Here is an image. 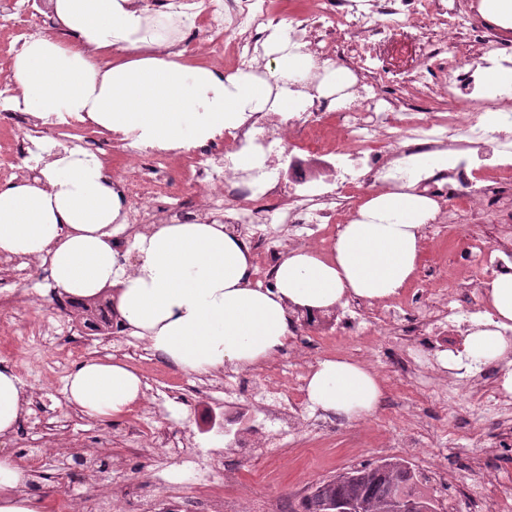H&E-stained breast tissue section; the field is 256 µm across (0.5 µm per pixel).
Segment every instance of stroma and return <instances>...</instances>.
Instances as JSON below:
<instances>
[{
	"mask_svg": "<svg viewBox=\"0 0 512 512\" xmlns=\"http://www.w3.org/2000/svg\"><path fill=\"white\" fill-rule=\"evenodd\" d=\"M33 352H19L10 362L24 389L32 390L28 408L35 422L18 423L9 439L0 442V450L17 457L27 468L37 469L35 495L42 502V512H51L63 493L76 497L92 496L105 484L115 487L135 485L140 499L127 504L124 512H145L143 499L164 486L178 485L186 497L217 492L238 500L241 512H257L265 502H272L275 512H291L299 498L294 489L302 483H316L330 478L347 466L375 462L385 455L384 447L395 428L408 429L426 436V447L408 448L402 453L411 464L426 458L435 460L452 481L486 489V512H496L497 498L492 486L512 478V446L503 442L495 423H508L512 413L497 415L474 410L469 418H459L451 410L435 405L420 379L411 377L409 393H400L392 379H385L382 398L396 419L395 426L382 424L381 415L362 420L365 438L360 446L342 443L336 433L325 436L304 431L300 441L285 437L278 448H238L233 437L224 433V406L208 392L188 390L182 385L187 375L160 363L145 341L124 334L114 335L111 343L92 341L90 354L95 358L113 356L137 370L145 398L131 415L117 420L84 417L66 406L64 387L74 362L54 360L55 349L67 346L66 336L48 339L32 337ZM393 345L382 335L356 336L350 342L348 359L381 370L392 356ZM147 422L153 433L163 438L167 449L151 442H136L129 433L133 419ZM449 428L458 423L485 428L489 449L482 462H475L464 439L433 437L437 420ZM54 437L57 448L43 449L47 437ZM80 455L102 459L99 472L85 467L59 470L58 462ZM196 456L204 470L188 468L184 459Z\"/></svg>",
	"mask_w": 512,
	"mask_h": 512,
	"instance_id": "35a3bbf8",
	"label": "stroma"
}]
</instances>
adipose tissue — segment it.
I'll use <instances>...</instances> for the list:
<instances>
[{
	"label": "adipose tissue",
	"instance_id": "adipose-tissue-1",
	"mask_svg": "<svg viewBox=\"0 0 512 512\" xmlns=\"http://www.w3.org/2000/svg\"><path fill=\"white\" fill-rule=\"evenodd\" d=\"M57 35L25 42L13 77L16 108L44 121L87 119L133 144L185 148L237 127L245 113L277 101L291 112L308 95L282 91L239 74L222 77L187 67L152 31L141 0H51ZM35 176L0 186V255L39 258L49 289L72 301L110 297L120 332L146 341L168 365L209 375L246 370L286 347L296 310L319 313L362 299L396 296L421 259L425 224L439 211L415 181L369 197L344 225L329 253L288 252L274 285L253 282L251 250L226 226L154 224L134 235L128 252L113 239L126 198L102 162L49 142ZM489 312L464 339L463 356L441 354L448 371L464 360L512 357V271L486 290ZM69 406L87 417L118 419L144 397L141 376L113 357L79 363L65 385ZM383 396L377 374L347 358L319 359L307 378L311 409L358 421ZM20 379L0 363V440L12 436L27 406ZM29 471L0 453V512H41L25 494Z\"/></svg>",
	"mask_w": 512,
	"mask_h": 512
}]
</instances>
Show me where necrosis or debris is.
Wrapping results in <instances>:
<instances>
[{
  "label": "necrosis or debris",
  "mask_w": 512,
  "mask_h": 512,
  "mask_svg": "<svg viewBox=\"0 0 512 512\" xmlns=\"http://www.w3.org/2000/svg\"><path fill=\"white\" fill-rule=\"evenodd\" d=\"M440 0H372L359 8L357 0H311L307 12L295 17L290 27L293 42L307 45L314 66L305 79L289 82L294 91L315 87L322 79V65L331 59L332 45H321L318 29L348 37L347 67L355 78L353 102L331 110V97L314 99L303 112H249L235 128L209 138L189 150L181 167H173L171 152L141 148L129 159L139 176L122 182L129 200L125 222L130 231L144 224H186L221 221L248 229L258 258L257 279L271 284L275 270L290 249L336 237L350 198L363 193L371 183L387 179L400 182L412 156L445 152L457 164L434 169L421 176L418 186L439 201L441 209L429 226L437 234H453L461 243L453 254L460 269L479 268L470 283L446 285L447 272L437 267L425 274L417 293L396 307L375 311L360 301H351L336 314L305 322L314 349L357 334L380 333L397 337L403 354L390 363L392 373L403 362L422 368L430 363L435 339L466 335L472 319L482 314L479 304L464 306V297L478 293L497 274L512 269V243L488 241L470 234L460 224V206H478L487 224L512 223V187L486 186L479 168L470 166L466 154L477 151L491 168L512 171V113L498 108V99L488 94L475 70L448 67V83L441 91L449 113L410 112L400 100L384 90L391 72L377 63L388 42H411L419 18L439 13L445 31L467 29L484 63L507 66L512 55L502 52L490 33L476 28L457 10L440 9ZM274 0H202L194 25L206 41L203 55L223 63L231 53L233 72L268 78L256 61L264 57L262 28L275 19ZM0 24L8 26L18 41L40 37L50 26L31 0H0ZM14 85L0 78V124L14 133L13 153L29 157L34 142L47 137L75 147L92 137L85 123L75 117L47 126L12 106ZM252 154L249 169L236 168L234 158ZM39 262H20L0 256V278L13 273L18 288L0 294V310L28 311L33 299L23 293L30 272ZM496 368L472 364L460 379L461 391H435L440 403H453L457 413L468 414L472 402L469 386H479L481 404L492 409L512 397L494 385ZM251 404L260 406L265 426L294 428L304 411L305 383L301 375L277 374L266 368L254 375Z\"/></svg>",
  "instance_id": "4bbe7bcc"
}]
</instances>
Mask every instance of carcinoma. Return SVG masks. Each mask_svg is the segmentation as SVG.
<instances>
[{"mask_svg":"<svg viewBox=\"0 0 512 512\" xmlns=\"http://www.w3.org/2000/svg\"><path fill=\"white\" fill-rule=\"evenodd\" d=\"M76 308L84 320L97 312L104 327L112 324V309L107 301L89 306L79 303ZM418 485V474L408 461L388 458L376 464L344 468L316 483L300 508L302 512H333V506L343 502L361 505L362 512H393L395 500L406 496L416 500L419 512H438L435 499L420 491Z\"/></svg>","mask_w":512,"mask_h":512,"instance_id":"carcinoma-1","label":"carcinoma"}]
</instances>
